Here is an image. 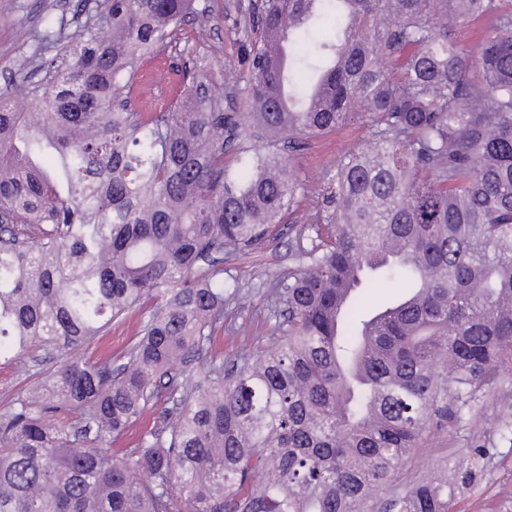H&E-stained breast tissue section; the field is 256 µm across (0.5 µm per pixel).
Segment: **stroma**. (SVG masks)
I'll return each instance as SVG.
<instances>
[{
    "label": "stroma",
    "mask_w": 512,
    "mask_h": 512,
    "mask_svg": "<svg viewBox=\"0 0 512 512\" xmlns=\"http://www.w3.org/2000/svg\"><path fill=\"white\" fill-rule=\"evenodd\" d=\"M96 0H0V97L16 96L20 87L42 79L43 62L53 56L49 47L23 40L22 32L45 33L65 27L79 30L84 8ZM253 0H195L197 15L174 34L167 54L196 67L224 89V109L244 113L250 109L249 92L243 79L228 76L223 62L245 69L247 39H259L261 29L252 8ZM365 124H350L312 138L309 146L291 153L289 170L302 181L306 193L288 222L246 251L228 253L222 264V279L238 284L243 297L224 308V331L216 337L213 351L232 365L245 352L264 344L274 325L268 307L272 280L298 264L300 249L310 239L297 238L295 225L307 223L317 206L316 190L329 163L353 145L365 141ZM147 316L131 311L112 325L106 336L78 352L96 360L106 352L120 351L137 335ZM483 448L474 481L459 487L450 501V512H512V371L480 393L477 401L463 407L458 420L432 432L416 449L406 466L407 479L418 480L443 467L468 463L471 449Z\"/></svg>",
    "instance_id": "stroma-1"
}]
</instances>
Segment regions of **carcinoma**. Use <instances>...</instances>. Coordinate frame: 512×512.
Returning a JSON list of instances; mask_svg holds the SVG:
<instances>
[{"mask_svg":"<svg viewBox=\"0 0 512 512\" xmlns=\"http://www.w3.org/2000/svg\"><path fill=\"white\" fill-rule=\"evenodd\" d=\"M192 12L106 0L46 38L48 88L0 101V360L160 300L118 357L65 359L0 413V512H448L447 477L402 470L512 368V0H260L251 111L187 68L145 112L142 63ZM355 122L367 141L336 157L296 228L312 246L268 293L271 338L224 367V253L300 202L288 150ZM382 280L409 292L364 313ZM148 410L153 431L112 448Z\"/></svg>","mask_w":512,"mask_h":512,"instance_id":"1","label":"carcinoma"}]
</instances>
